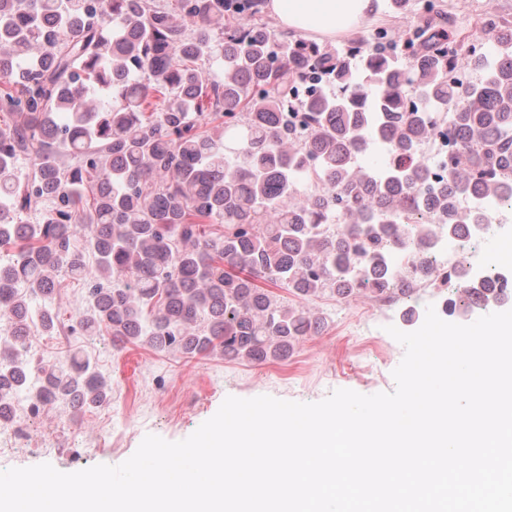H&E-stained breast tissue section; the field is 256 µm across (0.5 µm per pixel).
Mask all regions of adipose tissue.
Wrapping results in <instances>:
<instances>
[{
	"label": "adipose tissue",
	"mask_w": 512,
	"mask_h": 512,
	"mask_svg": "<svg viewBox=\"0 0 512 512\" xmlns=\"http://www.w3.org/2000/svg\"><path fill=\"white\" fill-rule=\"evenodd\" d=\"M375 0H269V9L291 29L333 37L355 25Z\"/></svg>",
	"instance_id": "obj_1"
}]
</instances>
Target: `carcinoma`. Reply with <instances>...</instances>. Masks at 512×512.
<instances>
[{"instance_id":"1","label":"carcinoma","mask_w":512,"mask_h":512,"mask_svg":"<svg viewBox=\"0 0 512 512\" xmlns=\"http://www.w3.org/2000/svg\"><path fill=\"white\" fill-rule=\"evenodd\" d=\"M174 2L0 0V114L11 117L0 126V426L33 381L34 414L110 399L89 356L43 364L31 351L32 337L60 335L66 276L85 286L72 334L283 359L325 325L309 299L366 301L392 280L377 268L371 288L349 278L372 260L323 235L332 203L375 248L401 209L423 231L448 223V204L419 206L418 134L451 122L448 185L512 199L504 0H481L475 37L459 28L466 0H385L392 20L324 45L277 28L266 0ZM306 78L318 86L302 97ZM369 97L388 113L375 135L397 157L373 194L349 161L370 124L355 103ZM62 152L75 162L61 165Z\"/></svg>"}]
</instances>
